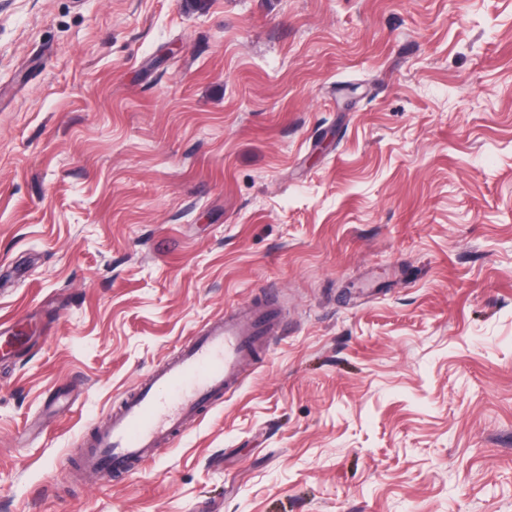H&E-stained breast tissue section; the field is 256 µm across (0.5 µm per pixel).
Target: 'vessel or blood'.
Segmentation results:
<instances>
[{"label":"vessel or blood","mask_w":512,"mask_h":512,"mask_svg":"<svg viewBox=\"0 0 512 512\" xmlns=\"http://www.w3.org/2000/svg\"><path fill=\"white\" fill-rule=\"evenodd\" d=\"M280 318L268 302L251 303L210 321L138 385L107 426L82 448L78 473L108 479L155 461L202 408L236 385L244 366L277 335Z\"/></svg>","instance_id":"b4317fda"}]
</instances>
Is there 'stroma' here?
I'll list each match as a JSON object with an SVG mask.
<instances>
[{"mask_svg":"<svg viewBox=\"0 0 512 512\" xmlns=\"http://www.w3.org/2000/svg\"><path fill=\"white\" fill-rule=\"evenodd\" d=\"M268 295L234 391L71 480ZM0 326V512H512V0H0ZM279 328L278 311L269 302L240 306L210 321L112 412L107 426L81 448L76 471L107 480L155 461L202 408L238 383L242 368L255 362Z\"/></svg>","mask_w":512,"mask_h":512,"instance_id":"1","label":"stroma"}]
</instances>
